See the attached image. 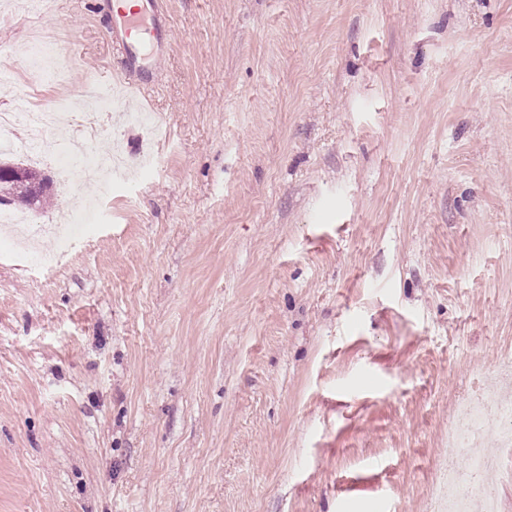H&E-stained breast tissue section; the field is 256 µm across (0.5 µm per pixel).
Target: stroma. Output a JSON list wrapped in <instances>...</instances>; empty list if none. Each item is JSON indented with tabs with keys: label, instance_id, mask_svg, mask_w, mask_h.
Instances as JSON below:
<instances>
[{
	"label": "stroma",
	"instance_id": "35a3bbf8",
	"mask_svg": "<svg viewBox=\"0 0 512 512\" xmlns=\"http://www.w3.org/2000/svg\"><path fill=\"white\" fill-rule=\"evenodd\" d=\"M114 0H0V111L53 32L120 83ZM151 174L49 269L0 233V512H432L512 361V0H162Z\"/></svg>",
	"mask_w": 512,
	"mask_h": 512
}]
</instances>
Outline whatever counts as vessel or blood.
I'll list each match as a JSON object with an SVG mask.
<instances>
[{
	"mask_svg": "<svg viewBox=\"0 0 512 512\" xmlns=\"http://www.w3.org/2000/svg\"><path fill=\"white\" fill-rule=\"evenodd\" d=\"M143 10L120 13L112 28V44L123 56V74L136 90H144L152 74L146 67V57L158 53L171 40V27L159 0H146Z\"/></svg>",
	"mask_w": 512,
	"mask_h": 512,
	"instance_id": "1",
	"label": "vessel or blood"
}]
</instances>
